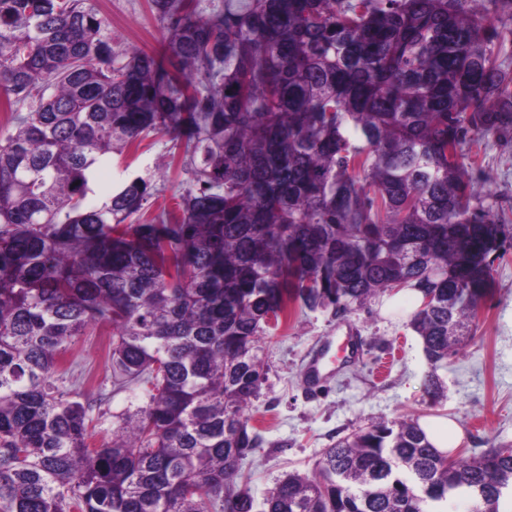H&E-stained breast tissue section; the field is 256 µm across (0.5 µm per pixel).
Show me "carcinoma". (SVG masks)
<instances>
[{
  "label": "carcinoma",
  "mask_w": 512,
  "mask_h": 512,
  "mask_svg": "<svg viewBox=\"0 0 512 512\" xmlns=\"http://www.w3.org/2000/svg\"><path fill=\"white\" fill-rule=\"evenodd\" d=\"M499 0H150L158 52L115 49L95 0H0V512H254L242 410L266 328L404 288L433 367L475 337L512 246L463 145L512 131ZM151 135L182 152L98 205L90 182ZM453 159H448V149ZM91 323L148 401L112 440L60 366ZM501 512L512 455L451 456L379 422L293 473L266 512Z\"/></svg>",
  "instance_id": "carcinoma-1"
}]
</instances>
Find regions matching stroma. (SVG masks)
Masks as SVG:
<instances>
[{"mask_svg": "<svg viewBox=\"0 0 512 512\" xmlns=\"http://www.w3.org/2000/svg\"><path fill=\"white\" fill-rule=\"evenodd\" d=\"M97 5L118 47L160 46L165 28L149 0H97ZM170 147L169 138L158 137L131 160L113 158L92 183L88 203H100L124 180L149 173L157 187L152 211L170 206L182 179L168 164ZM464 151L475 161L468 171L473 192L494 201L501 222L512 226V134L468 143ZM416 305L405 294L397 304L383 297L343 317L329 309L308 310L262 338L266 380L243 410L263 437L262 447L242 465L256 505H263L289 473H311L325 448L371 422L441 417L461 428L458 446L467 452L512 444V248L492 266L477 309L475 340L440 367L428 363L420 337L408 325ZM351 335L364 342V358L337 365L323 390L306 396L303 375L310 350L324 337L339 342ZM66 358L91 416L101 417L104 429H111L114 416L144 405L142 387L115 383L98 326L89 325ZM433 373L444 386L437 399L425 391Z\"/></svg>", "mask_w": 512, "mask_h": 512, "instance_id": "35a3bbf8", "label": "stroma"}]
</instances>
